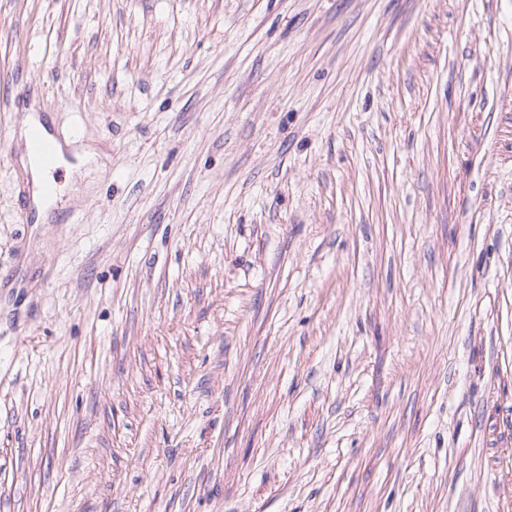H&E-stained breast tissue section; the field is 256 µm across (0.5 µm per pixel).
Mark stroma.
Segmentation results:
<instances>
[{"label": "stroma", "mask_w": 512, "mask_h": 512, "mask_svg": "<svg viewBox=\"0 0 512 512\" xmlns=\"http://www.w3.org/2000/svg\"><path fill=\"white\" fill-rule=\"evenodd\" d=\"M0 512H512V0H0ZM33 130L32 150L43 168L48 172L54 173L57 170V156L52 142L47 137L54 141L58 159L63 160L65 153L74 149L71 147L69 140L66 139L62 143L55 139L52 133L49 132L47 125L40 121L37 115L29 114L18 129L17 140L21 174L25 183L31 184V200L36 214L35 222L39 224L47 219L51 199L47 198V195L42 190L44 183L47 181L46 171L41 167L31 151L30 137ZM77 158V163L72 165L71 172L76 175L78 179H84L89 176L97 165V158L99 152L92 146H84L80 152L73 151Z\"/></svg>", "instance_id": "stroma-1"}]
</instances>
